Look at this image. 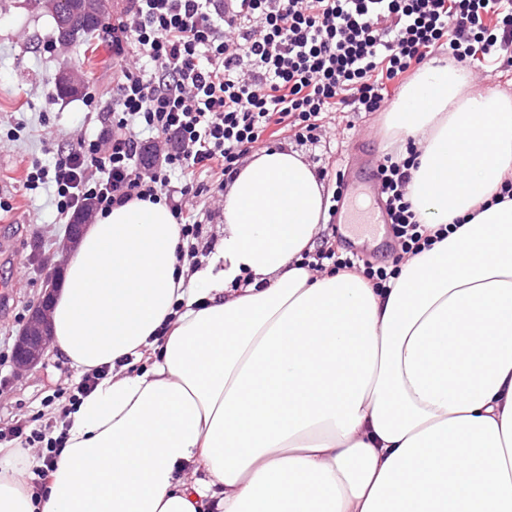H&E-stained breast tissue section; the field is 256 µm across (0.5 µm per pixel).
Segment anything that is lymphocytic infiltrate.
<instances>
[{
    "label": "lymphocytic infiltrate",
    "instance_id": "f902f5d3",
    "mask_svg": "<svg viewBox=\"0 0 512 512\" xmlns=\"http://www.w3.org/2000/svg\"><path fill=\"white\" fill-rule=\"evenodd\" d=\"M111 44L124 64L110 126L53 169L32 166L25 186L52 182L63 214L165 198L192 253L203 220L183 198L214 196L270 127L315 144L325 113L381 111L386 82L437 47L461 65L499 55L512 45V0H134L112 25ZM415 157L410 145L378 166L404 259L448 233L411 209ZM175 172L185 179L178 188ZM303 266L357 270L376 288L398 274L331 248L306 254ZM15 440L37 447L42 478L65 448L64 436L22 420L0 430V444Z\"/></svg>",
    "mask_w": 512,
    "mask_h": 512
}]
</instances>
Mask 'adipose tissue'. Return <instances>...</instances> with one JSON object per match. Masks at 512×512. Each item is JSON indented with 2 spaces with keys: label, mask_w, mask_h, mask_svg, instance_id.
Instances as JSON below:
<instances>
[{
  "label": "adipose tissue",
  "mask_w": 512,
  "mask_h": 512,
  "mask_svg": "<svg viewBox=\"0 0 512 512\" xmlns=\"http://www.w3.org/2000/svg\"><path fill=\"white\" fill-rule=\"evenodd\" d=\"M467 83L434 60L387 113L413 211L453 227L388 287L301 268L326 190L290 148L233 175L206 266L165 202L87 225L52 345L112 373L70 406L42 498L40 461L0 455V512H512V99Z\"/></svg>",
  "instance_id": "obj_1"
}]
</instances>
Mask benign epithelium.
Segmentation results:
<instances>
[{
	"mask_svg": "<svg viewBox=\"0 0 512 512\" xmlns=\"http://www.w3.org/2000/svg\"><path fill=\"white\" fill-rule=\"evenodd\" d=\"M59 268L53 267L44 277V294L22 328L15 347L16 363L21 368H31L43 358L52 340L49 323L50 295L56 287Z\"/></svg>",
	"mask_w": 512,
	"mask_h": 512,
	"instance_id": "benign-epithelium-1",
	"label": "benign epithelium"
}]
</instances>
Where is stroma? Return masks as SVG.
<instances>
[{"mask_svg": "<svg viewBox=\"0 0 512 512\" xmlns=\"http://www.w3.org/2000/svg\"><path fill=\"white\" fill-rule=\"evenodd\" d=\"M121 60L113 54L108 27H100L86 42L57 44L55 23L45 0H0V197L14 210L0 219V428L17 419L39 425L62 420L63 400L55 390L78 381V373L55 351H47L35 367L19 369L13 349L20 328L42 295L46 266H65L68 255L59 245L67 234L68 216L54 205L51 185L24 190L31 164L53 166L73 143L74 130L85 139L98 135L111 121L112 90ZM81 77V95L59 97L60 74ZM96 90L93 103L83 94ZM385 115L381 112H334L325 120L327 133L318 144L267 139L270 148H291L303 154L313 170H325L323 183L334 191L337 175L375 166L383 159Z\"/></svg>", "mask_w": 512, "mask_h": 512, "instance_id": "1", "label": "stroma"}]
</instances>
